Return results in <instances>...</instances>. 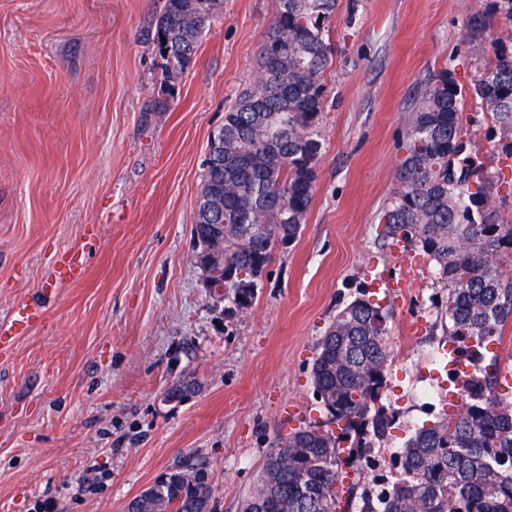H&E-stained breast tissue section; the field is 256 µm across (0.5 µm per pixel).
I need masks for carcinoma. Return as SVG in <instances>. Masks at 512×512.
I'll use <instances>...</instances> for the list:
<instances>
[{
  "label": "carcinoma",
  "mask_w": 512,
  "mask_h": 512,
  "mask_svg": "<svg viewBox=\"0 0 512 512\" xmlns=\"http://www.w3.org/2000/svg\"><path fill=\"white\" fill-rule=\"evenodd\" d=\"M338 0H277L260 51V78L224 115V146L204 168L195 249L222 247L224 300L250 310L258 269L288 249L306 222L322 149L324 74ZM224 0H163L149 41L164 61V84L189 69ZM512 22V0H493L467 22L468 52H480L491 16ZM495 60L473 85L490 118L486 135L512 155V51L499 39ZM465 94L450 69L428 78L406 129L397 187L380 222L429 259L448 290L445 317L454 357L449 385L461 395L451 417L418 428L393 461L394 476L364 462L396 424L382 402L392 363L389 312L356 298L340 308L316 347L314 394L321 416L279 435L241 512H512V402L498 391L500 341L512 316V225L501 223L484 165L448 157L481 120L464 114ZM466 363L460 373L457 365ZM204 464L179 459L129 501L126 512H212Z\"/></svg>",
  "instance_id": "carcinoma-1"
}]
</instances>
